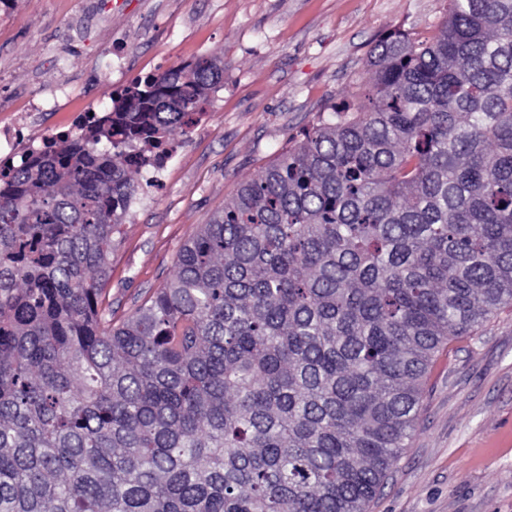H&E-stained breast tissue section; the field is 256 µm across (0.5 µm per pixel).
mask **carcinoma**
Masks as SVG:
<instances>
[{
	"mask_svg": "<svg viewBox=\"0 0 512 512\" xmlns=\"http://www.w3.org/2000/svg\"><path fill=\"white\" fill-rule=\"evenodd\" d=\"M112 322V236L224 84L112 93L0 186V512H369L448 339L512 306V0L378 41Z\"/></svg>",
	"mask_w": 512,
	"mask_h": 512,
	"instance_id": "carcinoma-1",
	"label": "carcinoma"
}]
</instances>
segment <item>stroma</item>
<instances>
[{
    "mask_svg": "<svg viewBox=\"0 0 512 512\" xmlns=\"http://www.w3.org/2000/svg\"><path fill=\"white\" fill-rule=\"evenodd\" d=\"M445 9V0H15L0 15V121L52 97L47 124L65 126L160 66L223 60V87L192 132L174 137L162 194L140 190L114 235L105 288L118 323L174 278L182 245L290 135L355 96L378 39L432 36ZM371 512H512L511 307L439 353L413 438Z\"/></svg>",
    "mask_w": 512,
    "mask_h": 512,
    "instance_id": "1",
    "label": "stroma"
}]
</instances>
